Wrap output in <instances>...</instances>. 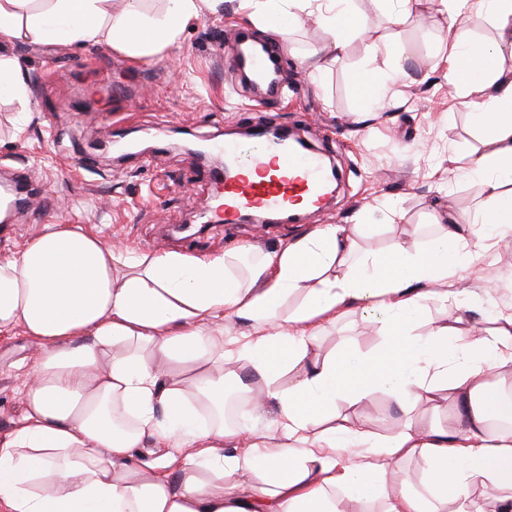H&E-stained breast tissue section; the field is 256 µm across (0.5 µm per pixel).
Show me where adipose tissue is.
I'll list each match as a JSON object with an SVG mask.
<instances>
[{
	"instance_id": "ef3b65f1",
	"label": "adipose tissue",
	"mask_w": 512,
	"mask_h": 512,
	"mask_svg": "<svg viewBox=\"0 0 512 512\" xmlns=\"http://www.w3.org/2000/svg\"><path fill=\"white\" fill-rule=\"evenodd\" d=\"M0 0V41L62 39L107 45L134 58L174 47L201 0H166L160 18L139 0L109 15V0ZM349 0H240L250 17L298 22L318 9L328 54L360 32ZM448 74L472 97L487 131L464 176L483 182V219L449 217L425 247L394 241L362 252L359 230L328 224L257 253L120 255L95 234L49 224L0 263V334L22 330L41 354L24 375L23 413L0 434V512H512V308L493 328L463 335L467 312L495 289L459 288L477 251L512 234V0H441ZM496 37L474 42L477 11ZM449 307L414 332L423 305ZM360 305L379 321L370 353H325L324 324ZM248 327L225 341L224 324ZM261 385L244 405L264 423L224 421V367ZM386 394L407 419L375 439L340 403ZM443 409L448 423L428 421ZM179 444L175 471L137 461L146 443ZM419 484H394L410 459Z\"/></svg>"
}]
</instances>
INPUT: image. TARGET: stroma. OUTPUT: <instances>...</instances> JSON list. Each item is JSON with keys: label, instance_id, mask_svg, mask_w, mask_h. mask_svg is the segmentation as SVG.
<instances>
[{"label": "stroma", "instance_id": "35a3bbf8", "mask_svg": "<svg viewBox=\"0 0 512 512\" xmlns=\"http://www.w3.org/2000/svg\"><path fill=\"white\" fill-rule=\"evenodd\" d=\"M367 29L341 58L323 55L328 32L302 15L284 33L266 30L241 10L239 0H204L178 45L135 61L105 45L16 41L0 45L25 88L24 98L0 97V174L23 170L30 207L0 224V263L12 259L48 224H74L98 234L120 253L180 252L195 255L254 248L273 250L324 224H359L365 252L408 238L424 246L421 225L447 210L477 220L482 183L460 172L468 154L481 150L468 97L448 78V23L440 0H422L403 11L399 0H353ZM287 46L281 78L289 95L256 106L250 87L228 63L241 34ZM385 33L406 52V77L385 107L363 111L352 78L367 68L388 69L395 59L375 51ZM294 128L312 146L334 141L342 181L326 208L297 224H231L198 234L195 220L210 182L200 164L174 148L176 131L211 141L225 139L257 115ZM146 139L148 153L113 160L103 146L113 132ZM54 211L45 214L42 205ZM498 273L490 300L469 313L472 327H489L512 305V235L491 251L476 253L461 281L481 287ZM380 323L359 308L327 325L323 351L375 350ZM39 343L23 333L0 335V432L22 414L20 375L40 356Z\"/></svg>", "mask_w": 512, "mask_h": 512}]
</instances>
